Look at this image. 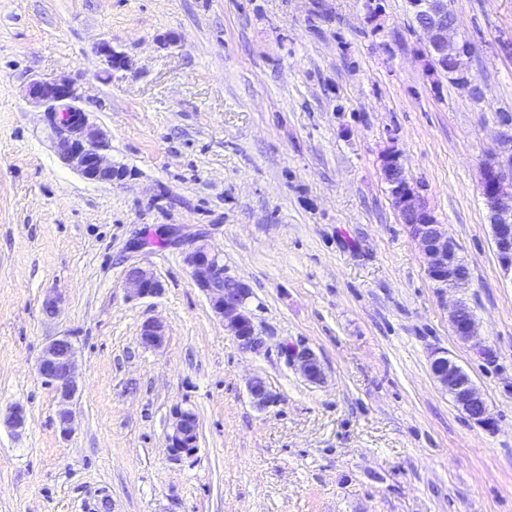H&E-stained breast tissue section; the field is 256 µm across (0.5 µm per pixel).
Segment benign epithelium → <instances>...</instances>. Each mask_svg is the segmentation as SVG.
Instances as JSON below:
<instances>
[{
  "instance_id": "7a95c632",
  "label": "benign epithelium",
  "mask_w": 512,
  "mask_h": 512,
  "mask_svg": "<svg viewBox=\"0 0 512 512\" xmlns=\"http://www.w3.org/2000/svg\"><path fill=\"white\" fill-rule=\"evenodd\" d=\"M410 5L413 14L421 17L419 28L426 37L430 67L460 77L461 89L473 96L481 95L466 63L470 47L448 29L449 0H410ZM28 96L46 105L49 127L60 155L84 178L95 183H110L121 176V170L104 154L103 134L88 124L84 112L76 105L78 96L71 80H35L29 85ZM508 127L509 131L500 134L497 148L482 162L481 190L498 260L502 269L512 274V124ZM382 173L394 207L425 256L430 279L444 291L467 287L469 277L464 274L457 243L448 235L447 226L437 221L407 177L398 152L391 151L383 156ZM186 262L194 285L207 295L214 311L223 319L224 329L236 338L240 348L253 353L263 349L265 340L246 311L249 288L239 280L232 287L224 286V266L203 245L193 247L186 254ZM126 280L130 292L140 298L158 295L162 290L161 282L145 266H131ZM449 320L461 339L476 338L475 318L463 302L456 301L451 305ZM163 339L164 329L160 323L148 321L143 324L140 333L143 345L157 347ZM293 360L309 381L323 379L324 369L313 351H296ZM37 371L55 389L57 422L61 434L66 437L71 432V405L78 391L76 349L70 337L58 336L49 342L38 360ZM431 371L461 412L480 425H493L485 399L470 376L446 352H434ZM248 391L253 403L260 408L276 400V395L261 377L249 382ZM174 415L167 446L174 456L191 455L198 443L197 417L191 411L180 409Z\"/></svg>"
}]
</instances>
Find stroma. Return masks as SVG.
I'll return each instance as SVG.
<instances>
[{"instance_id": "stroma-1", "label": "stroma", "mask_w": 512, "mask_h": 512, "mask_svg": "<svg viewBox=\"0 0 512 512\" xmlns=\"http://www.w3.org/2000/svg\"><path fill=\"white\" fill-rule=\"evenodd\" d=\"M451 8L483 99L428 75L408 0H0V411L27 415L0 425V512H512V277L481 194L512 117V0ZM63 76L122 180L60 157L25 89ZM390 150L467 288L429 279L383 178ZM195 244L248 286L261 352L193 284ZM133 263L161 295H131ZM457 299L478 343L451 327ZM148 321L160 347L140 341ZM64 335L82 386L67 437L37 372ZM290 346L314 351L322 383ZM438 350L493 427L438 385ZM255 376L277 397L262 410ZM178 408L199 420L190 457L167 448Z\"/></svg>"}]
</instances>
